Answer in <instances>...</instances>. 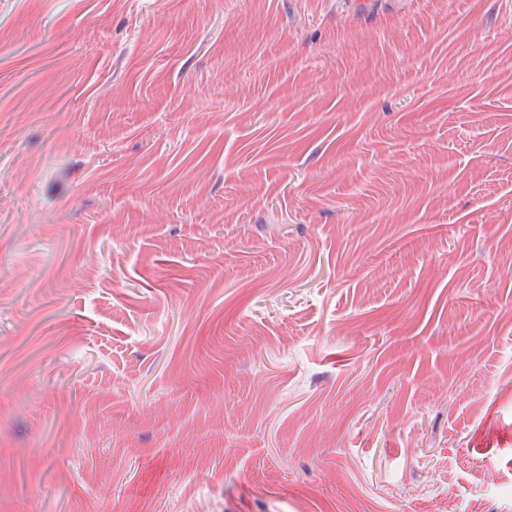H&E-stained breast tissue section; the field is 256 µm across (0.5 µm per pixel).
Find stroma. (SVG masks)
I'll return each instance as SVG.
<instances>
[{
	"mask_svg": "<svg viewBox=\"0 0 512 512\" xmlns=\"http://www.w3.org/2000/svg\"><path fill=\"white\" fill-rule=\"evenodd\" d=\"M0 512H512V0H0Z\"/></svg>",
	"mask_w": 512,
	"mask_h": 512,
	"instance_id": "1",
	"label": "stroma"
}]
</instances>
